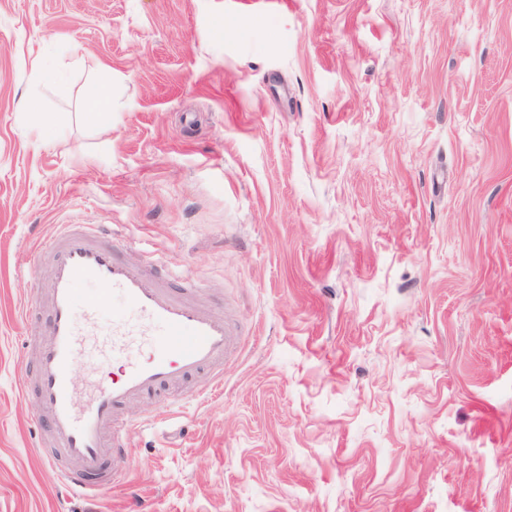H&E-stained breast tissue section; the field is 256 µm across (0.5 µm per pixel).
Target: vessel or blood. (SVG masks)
Masks as SVG:
<instances>
[{
  "mask_svg": "<svg viewBox=\"0 0 512 512\" xmlns=\"http://www.w3.org/2000/svg\"><path fill=\"white\" fill-rule=\"evenodd\" d=\"M136 240L117 225L61 224L35 252L46 258L47 271L36 290L49 319L38 329L40 342L34 378L42 407V441L35 447L43 464L56 471L70 499L92 502L126 481L123 462L129 453V421L124 408L135 401L163 398L166 403L194 394V382L209 376L212 386L224 380V357L234 338L222 312L194 298V280L177 273L181 290L160 277L165 261L143 252L140 264L123 259L114 245ZM97 287L96 298L78 304L82 283ZM124 298L131 313L113 320L108 331L113 354H122L130 337L148 336L145 357L122 362L121 374L96 385L82 397L72 370L83 330L94 324L110 295Z\"/></svg>",
  "mask_w": 512,
  "mask_h": 512,
  "instance_id": "b4317fda",
  "label": "vessel or blood"
}]
</instances>
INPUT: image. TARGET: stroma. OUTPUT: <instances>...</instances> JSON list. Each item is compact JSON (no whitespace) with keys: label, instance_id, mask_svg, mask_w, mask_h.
<instances>
[{"label":"stroma","instance_id":"obj_1","mask_svg":"<svg viewBox=\"0 0 512 512\" xmlns=\"http://www.w3.org/2000/svg\"><path fill=\"white\" fill-rule=\"evenodd\" d=\"M58 224L239 341L93 503L18 393ZM0 512H512V0H0ZM111 69L103 66L95 80L87 87L85 103L87 115L95 117L104 111L112 110Z\"/></svg>","mask_w":512,"mask_h":512}]
</instances>
